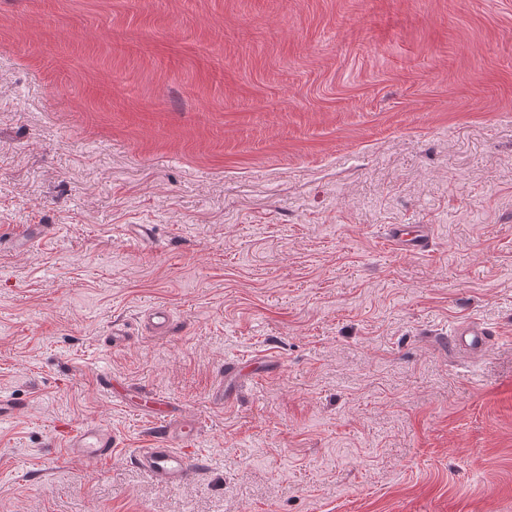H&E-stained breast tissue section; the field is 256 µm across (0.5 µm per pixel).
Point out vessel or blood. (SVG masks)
I'll use <instances>...</instances> for the list:
<instances>
[{"mask_svg": "<svg viewBox=\"0 0 512 512\" xmlns=\"http://www.w3.org/2000/svg\"><path fill=\"white\" fill-rule=\"evenodd\" d=\"M388 239L397 249L413 254L429 252L432 246L431 232L422 224L390 225ZM494 341L481 323L464 320L454 325L448 335L437 337L436 344L449 355L478 358L485 355ZM273 367L272 360L267 358L226 363L224 375L212 393L213 400L220 404L231 401L245 384L258 380ZM100 383L112 398L157 424L153 446L138 450L134 456L136 465L159 484L184 482L192 460L183 444L196 434L195 420L183 417L169 398L146 394L111 374L102 375ZM118 445L116 433L98 424L82 425L66 438L71 455L94 460L109 458Z\"/></svg>", "mask_w": 512, "mask_h": 512, "instance_id": "1", "label": "vessel or blood"}]
</instances>
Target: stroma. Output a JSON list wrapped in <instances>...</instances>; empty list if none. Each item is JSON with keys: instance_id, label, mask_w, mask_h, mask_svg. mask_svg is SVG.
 <instances>
[{"instance_id": "obj_1", "label": "stroma", "mask_w": 512, "mask_h": 512, "mask_svg": "<svg viewBox=\"0 0 512 512\" xmlns=\"http://www.w3.org/2000/svg\"><path fill=\"white\" fill-rule=\"evenodd\" d=\"M105 371L196 419L189 480ZM1 390L0 512H512V0H0ZM387 236L397 249L413 254L429 252L432 246L431 232L422 224H391ZM495 341L492 333L481 323L464 320L452 327L448 336H438L436 344L449 356L460 355L465 358H478L490 349ZM273 367L274 362L267 358L226 363L224 375L213 391L212 399L220 404L231 401L245 384L258 380ZM65 442L71 455L94 460L109 458L119 446L116 433L98 424H85L72 430Z\"/></svg>"}]
</instances>
